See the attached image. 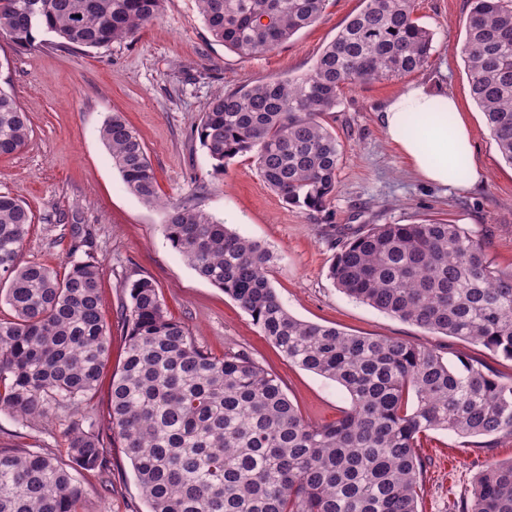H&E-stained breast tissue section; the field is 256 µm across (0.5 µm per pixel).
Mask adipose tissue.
<instances>
[{
  "label": "adipose tissue",
  "instance_id": "1",
  "mask_svg": "<svg viewBox=\"0 0 512 512\" xmlns=\"http://www.w3.org/2000/svg\"><path fill=\"white\" fill-rule=\"evenodd\" d=\"M382 125L425 180L456 188L482 182L471 132L452 95L412 84L388 101Z\"/></svg>",
  "mask_w": 512,
  "mask_h": 512
}]
</instances>
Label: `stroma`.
Instances as JSON below:
<instances>
[{
    "label": "stroma",
    "instance_id": "stroma-1",
    "mask_svg": "<svg viewBox=\"0 0 512 512\" xmlns=\"http://www.w3.org/2000/svg\"><path fill=\"white\" fill-rule=\"evenodd\" d=\"M360 7L361 0H327L315 23L275 51L250 59L213 41L195 0H165L159 18L134 37L98 49L71 52L47 45L25 51L0 35V88L15 95L32 129L20 152L0 156V191L33 214L19 260L60 271L77 251L100 264L112 355L108 375L84 409L95 425L107 424L110 374L120 367L125 348L120 306L127 285L140 278L156 283L168 313L190 329L201 349L218 356L242 350L276 374L305 418L331 422L350 403L335 381L288 363L235 301L200 278L170 246L163 209L145 205L127 189L100 139L101 126L115 112L139 134L164 200L190 203L277 254L269 278L292 315L351 334L399 338L445 361L464 357L512 378L511 360L359 303L328 278L332 258L353 231L424 219L462 225L483 242L498 268H512V165L501 158L470 96L462 58L470 0H415V18L433 33L428 64L395 80L345 88L335 111L325 114L343 159L336 193L324 211L287 205L263 182L251 155L237 156L216 173L199 143L196 127L211 98L273 76L304 75ZM417 82L457 99L472 132L475 161L486 173L481 186L442 187L421 179L384 132L385 104ZM70 422L63 411L31 423L1 413L0 448L39 451L67 462ZM108 451L111 472L84 475L80 512H147L122 449L112 445ZM419 453L427 472L418 512H455L486 460L512 459V435L477 448L434 431Z\"/></svg>",
    "mask_w": 512,
    "mask_h": 512
}]
</instances>
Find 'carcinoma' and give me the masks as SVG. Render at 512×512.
<instances>
[{"label": "carcinoma", "mask_w": 512, "mask_h": 512, "mask_svg": "<svg viewBox=\"0 0 512 512\" xmlns=\"http://www.w3.org/2000/svg\"><path fill=\"white\" fill-rule=\"evenodd\" d=\"M164 0H0V32L24 50L36 34L67 50L102 48L156 20ZM213 41L242 58L273 51L321 16L325 0H197ZM465 64L470 93L502 159L512 165V0H471ZM300 77H272L212 98L197 126L215 171L250 153L285 203L324 210L336 191L342 145L323 116L348 85L423 68L433 35L414 0H361ZM30 126L0 88V155ZM100 138L127 188L162 206L163 233L193 270L224 290L288 362L343 386L350 404L313 422L281 380L243 352L213 356L173 320L156 284L132 282L122 303L126 350L112 375L106 430L68 429L69 463L0 449V512H78L82 477L109 472L105 441L130 460L149 512H418L428 432L490 448L512 435V378L481 363L450 364L398 338L303 321L267 277L274 253L188 203H161L138 133L114 112ZM30 210L0 192V413L22 422L96 394L112 351L101 314L99 264L68 271L24 265ZM328 277L342 293L430 334L478 343L512 360V270L498 268L461 225L422 220L353 233ZM458 512H512V460H488Z\"/></svg>", "instance_id": "carcinoma-1"}]
</instances>
